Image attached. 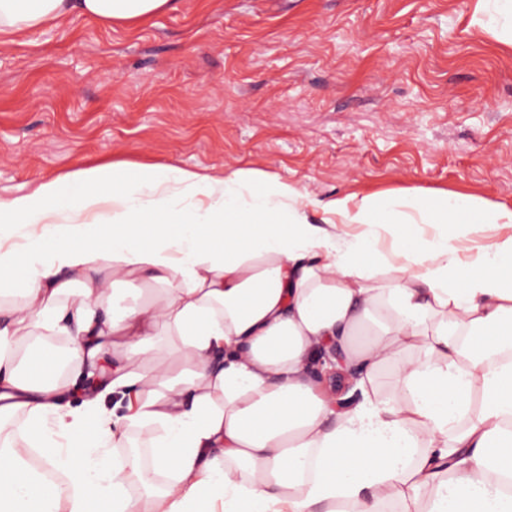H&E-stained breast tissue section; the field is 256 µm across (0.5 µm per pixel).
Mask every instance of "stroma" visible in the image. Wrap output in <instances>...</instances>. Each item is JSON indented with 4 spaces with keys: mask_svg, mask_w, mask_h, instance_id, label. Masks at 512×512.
Instances as JSON below:
<instances>
[{
    "mask_svg": "<svg viewBox=\"0 0 512 512\" xmlns=\"http://www.w3.org/2000/svg\"><path fill=\"white\" fill-rule=\"evenodd\" d=\"M474 0H186L0 43V195L103 162L512 209V47Z\"/></svg>",
    "mask_w": 512,
    "mask_h": 512,
    "instance_id": "1",
    "label": "stroma"
}]
</instances>
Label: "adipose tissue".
I'll return each instance as SVG.
<instances>
[{
	"label": "adipose tissue",
	"mask_w": 512,
	"mask_h": 512,
	"mask_svg": "<svg viewBox=\"0 0 512 512\" xmlns=\"http://www.w3.org/2000/svg\"><path fill=\"white\" fill-rule=\"evenodd\" d=\"M182 6L0 0V37ZM499 224L512 210L471 196L326 200L169 164L0 196V423L23 418L0 437V512H512V235L471 237ZM47 335L126 390L123 421L63 410L24 348ZM331 345L361 373L340 415L307 373Z\"/></svg>",
	"instance_id": "1"
}]
</instances>
